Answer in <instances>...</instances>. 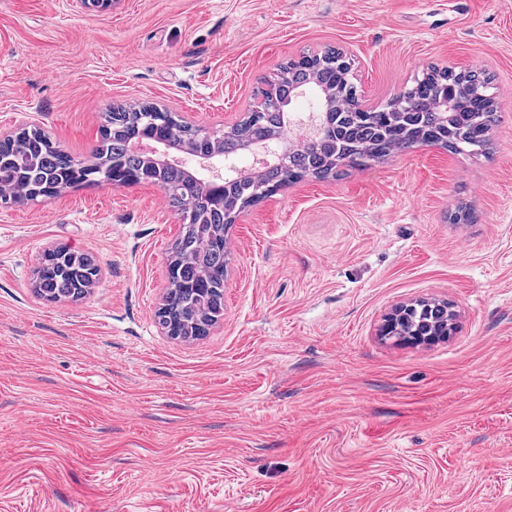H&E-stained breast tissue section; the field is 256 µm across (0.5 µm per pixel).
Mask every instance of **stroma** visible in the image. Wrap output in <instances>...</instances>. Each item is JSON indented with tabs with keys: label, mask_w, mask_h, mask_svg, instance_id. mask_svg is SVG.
I'll use <instances>...</instances> for the list:
<instances>
[{
	"label": "stroma",
	"mask_w": 512,
	"mask_h": 512,
	"mask_svg": "<svg viewBox=\"0 0 512 512\" xmlns=\"http://www.w3.org/2000/svg\"><path fill=\"white\" fill-rule=\"evenodd\" d=\"M330 48L374 108L486 70L488 149L417 144L247 208L189 341L158 317L182 227L160 187L0 206V512H512V0H0V127L77 159L120 105L221 132ZM57 245L100 267L80 299L33 287ZM434 299L448 341L380 336Z\"/></svg>",
	"instance_id": "stroma-1"
}]
</instances>
